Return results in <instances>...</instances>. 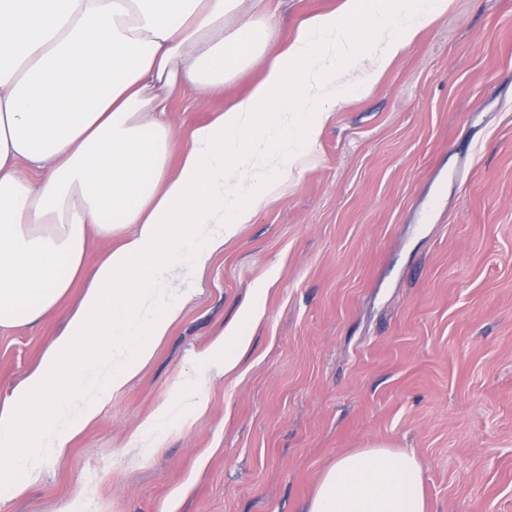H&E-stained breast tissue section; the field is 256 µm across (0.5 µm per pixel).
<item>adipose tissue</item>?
Returning <instances> with one entry per match:
<instances>
[{
    "mask_svg": "<svg viewBox=\"0 0 512 512\" xmlns=\"http://www.w3.org/2000/svg\"><path fill=\"white\" fill-rule=\"evenodd\" d=\"M265 0H0V333L89 286L38 366L0 403V501L93 423L181 320L167 283L193 275L274 198L314 144L362 54L385 67L448 0H344L280 37ZM283 49L269 55L273 41ZM252 89L180 144L170 118L186 89ZM118 243L94 264L91 238ZM263 289L199 353L236 373ZM202 379L177 382L132 437L202 411ZM304 512H431L415 452L339 456Z\"/></svg>",
    "mask_w": 512,
    "mask_h": 512,
    "instance_id": "ef3b65f1",
    "label": "adipose tissue"
}]
</instances>
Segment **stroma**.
Masks as SVG:
<instances>
[{
	"label": "stroma",
	"mask_w": 512,
	"mask_h": 512,
	"mask_svg": "<svg viewBox=\"0 0 512 512\" xmlns=\"http://www.w3.org/2000/svg\"><path fill=\"white\" fill-rule=\"evenodd\" d=\"M342 0H266L281 31ZM186 93L180 140L246 94ZM236 375L139 456L133 433L270 271ZM86 280L0 334V399L34 369ZM185 311L97 420L0 512H301L340 455L424 466L432 512H512V0H449L373 83L338 99L279 194L203 270Z\"/></svg>",
	"instance_id": "obj_1"
}]
</instances>
